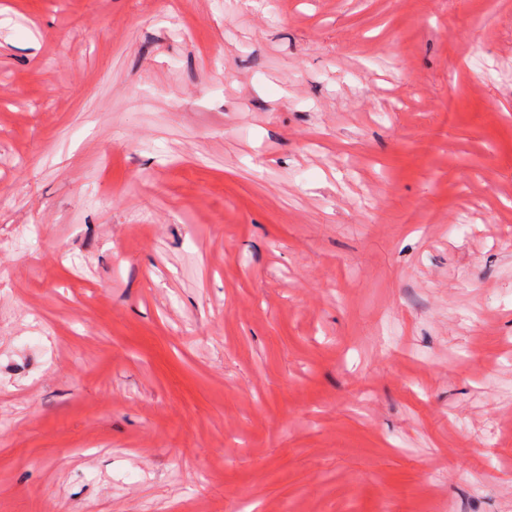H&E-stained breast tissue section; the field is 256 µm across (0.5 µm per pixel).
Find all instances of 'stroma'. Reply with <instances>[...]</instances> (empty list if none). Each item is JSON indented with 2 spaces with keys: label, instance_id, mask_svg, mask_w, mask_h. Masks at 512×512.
<instances>
[{
  "label": "stroma",
  "instance_id": "stroma-1",
  "mask_svg": "<svg viewBox=\"0 0 512 512\" xmlns=\"http://www.w3.org/2000/svg\"><path fill=\"white\" fill-rule=\"evenodd\" d=\"M0 512H512V0H0Z\"/></svg>",
  "mask_w": 512,
  "mask_h": 512
}]
</instances>
